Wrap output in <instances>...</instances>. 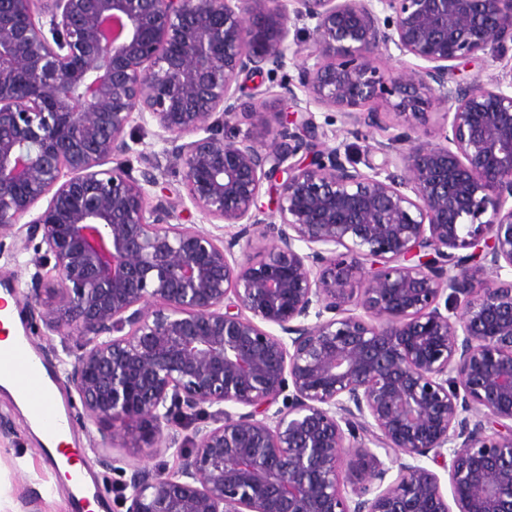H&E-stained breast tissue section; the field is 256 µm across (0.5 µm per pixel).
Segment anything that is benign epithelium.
Masks as SVG:
<instances>
[{
  "instance_id": "obj_1",
  "label": "benign epithelium",
  "mask_w": 512,
  "mask_h": 512,
  "mask_svg": "<svg viewBox=\"0 0 512 512\" xmlns=\"http://www.w3.org/2000/svg\"><path fill=\"white\" fill-rule=\"evenodd\" d=\"M510 44L512 0H0V239L36 244L32 335L64 338L78 418L128 448L215 408L174 472L90 442L125 512H512V69L448 87ZM392 47L418 64L381 69ZM289 59L275 134L237 132ZM384 95L413 122L367 144L382 164L319 140L310 106L368 126ZM136 119L236 235L134 176ZM253 224L258 263L234 251ZM447 105L441 99H435L428 108L424 119L419 124V133L422 139L428 142H436L442 135L444 125V112Z\"/></svg>"
}]
</instances>
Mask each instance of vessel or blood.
<instances>
[{
    "instance_id": "1",
    "label": "vessel or blood",
    "mask_w": 512,
    "mask_h": 512,
    "mask_svg": "<svg viewBox=\"0 0 512 512\" xmlns=\"http://www.w3.org/2000/svg\"><path fill=\"white\" fill-rule=\"evenodd\" d=\"M0 382L14 386L43 430L42 458L65 470L73 483L72 512H88L94 476L74 438L78 430L69 403L59 396V380L49 372L19 326L14 309L0 300Z\"/></svg>"
}]
</instances>
